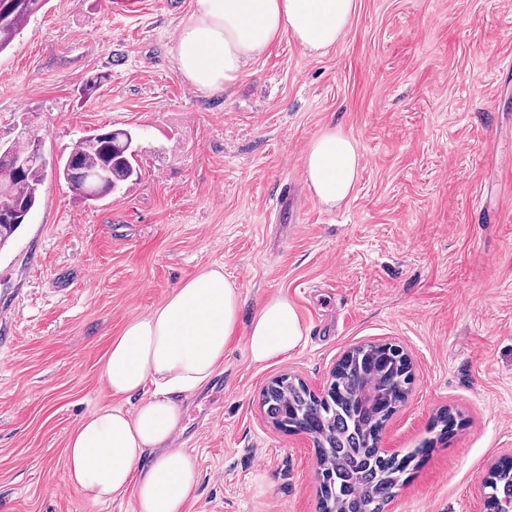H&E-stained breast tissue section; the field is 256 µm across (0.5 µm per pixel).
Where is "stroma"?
Returning a JSON list of instances; mask_svg holds the SVG:
<instances>
[{"label":"stroma","instance_id":"1","mask_svg":"<svg viewBox=\"0 0 512 512\" xmlns=\"http://www.w3.org/2000/svg\"><path fill=\"white\" fill-rule=\"evenodd\" d=\"M192 9L48 0L0 53V142L35 127L52 162L107 126L141 146L138 179L94 204L48 176L0 248V512H132L130 495L94 504L68 483L67 438L120 405L100 369L126 322L210 266L243 318L282 294L305 336L260 365L237 333L223 389L183 395L188 512H318L313 440L276 427L262 392L287 375L322 394L346 351L389 342L412 384L379 444L429 450L384 512H481L490 465L512 453V0H357L336 45L282 37L221 96L177 70ZM333 126L362 170L329 208L303 151Z\"/></svg>","mask_w":512,"mask_h":512}]
</instances>
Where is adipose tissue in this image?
<instances>
[{"label":"adipose tissue","mask_w":512,"mask_h":512,"mask_svg":"<svg viewBox=\"0 0 512 512\" xmlns=\"http://www.w3.org/2000/svg\"><path fill=\"white\" fill-rule=\"evenodd\" d=\"M356 10L357 0H194L178 33L177 68L201 91L220 94L280 36L310 52L333 47ZM303 162L315 198L328 207L347 200L360 177L355 140L334 127L310 141ZM240 306L223 269L207 268L113 339L102 379L111 395L137 403L98 409L70 433L67 479L87 500L128 494L133 512H186L199 472L194 456L171 445L183 419L177 396L210 380L237 332H244L256 363L286 356L304 334L284 295L263 300L245 325Z\"/></svg>","instance_id":"obj_1"}]
</instances>
